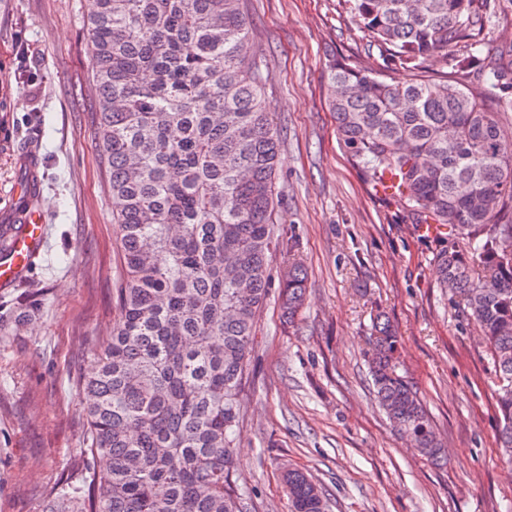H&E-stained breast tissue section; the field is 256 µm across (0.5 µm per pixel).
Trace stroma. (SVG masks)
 Instances as JSON below:
<instances>
[{"mask_svg": "<svg viewBox=\"0 0 512 512\" xmlns=\"http://www.w3.org/2000/svg\"><path fill=\"white\" fill-rule=\"evenodd\" d=\"M92 0H0V224L41 211L48 251L0 289V512H46L86 474L79 382L107 335L122 277L115 202L96 139ZM251 46L281 128L277 220L309 275L295 324L277 297L258 316L232 479L249 512H289L284 475L309 474L329 512H512V465L474 327L440 288L426 240L351 166L328 107L325 61L376 67L342 0H248ZM36 194H28V185ZM383 310L401 368L446 463L389 424L364 363Z\"/></svg>", "mask_w": 512, "mask_h": 512, "instance_id": "obj_1", "label": "stroma"}]
</instances>
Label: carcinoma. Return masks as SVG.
Returning <instances> with one entry per match:
<instances>
[{"label":"carcinoma","instance_id":"carcinoma-1","mask_svg":"<svg viewBox=\"0 0 512 512\" xmlns=\"http://www.w3.org/2000/svg\"><path fill=\"white\" fill-rule=\"evenodd\" d=\"M378 51L373 69L328 59L339 143L375 191L427 238L460 321L485 345L512 464V46L489 45L512 0H343ZM98 146L124 279L118 320L83 379L87 457L106 468L57 488L46 512H247L231 485L255 317L273 252L288 321L307 273L292 228L274 223L282 137L250 56L245 0H95L88 19ZM442 62L438 78L427 62ZM18 224H0V254ZM367 364L390 424L430 462L431 416L401 373L399 336L371 325ZM291 512H326L304 472L285 477Z\"/></svg>","mask_w":512,"mask_h":512}]
</instances>
